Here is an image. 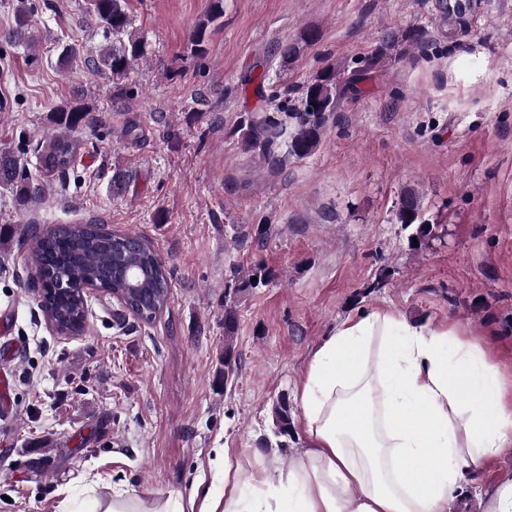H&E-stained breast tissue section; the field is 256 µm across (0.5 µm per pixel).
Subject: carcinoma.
Instances as JSON below:
<instances>
[{
    "instance_id": "1",
    "label": "carcinoma",
    "mask_w": 512,
    "mask_h": 512,
    "mask_svg": "<svg viewBox=\"0 0 512 512\" xmlns=\"http://www.w3.org/2000/svg\"><path fill=\"white\" fill-rule=\"evenodd\" d=\"M37 11L33 0H18L15 27L0 36V42L26 45L33 49L38 38L30 23L31 15ZM90 11L95 15L105 33V43L95 48L79 44L64 46L58 55V63L66 68L82 58L84 62L112 79L124 78L135 61L144 57L145 42L135 34L132 20L126 10V0H90ZM224 17V0H212L204 22L192 35L193 52L206 53L204 36L210 24ZM318 39L312 29L299 33L298 42L289 46L284 58L295 55L299 46H309ZM427 41V32L421 27H407L402 31L385 35L363 65L350 73H342L329 66L316 74L305 85L296 99L281 97L274 106H260L252 111L240 125L244 150L269 157L274 150L284 145L288 155L304 159L313 155L320 147L328 119L338 111L346 98H358L367 94L363 83L367 74L381 61L399 54L404 46L422 45ZM89 106L79 101L59 108L53 119L56 133L39 143L37 150L42 174L37 177L27 171L18 156L10 151H0V186L15 194L18 205L27 207L44 200L50 186V178L63 177L72 168L80 141L72 132L85 124ZM420 203L417 195L409 190L399 202L397 221L413 228L412 236L420 240L432 232V225L418 222ZM116 254L109 238L102 235L92 224H66L47 232L39 251L31 253V263L41 268L47 282L58 276L74 281V284L94 282L111 292L120 289L126 304L144 309L143 320L150 321L163 310L168 300L169 271L156 252L148 245L130 257V261L150 270L139 286V296H131L122 290V285L113 280L112 268ZM43 313L65 331L74 328L80 318L83 302L80 293L64 298L55 295L44 298ZM237 326L235 312L228 308L224 314V355L232 350Z\"/></svg>"
}]
</instances>
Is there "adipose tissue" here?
I'll list each match as a JSON object with an SVG mask.
<instances>
[{
	"label": "adipose tissue",
	"mask_w": 512,
	"mask_h": 512,
	"mask_svg": "<svg viewBox=\"0 0 512 512\" xmlns=\"http://www.w3.org/2000/svg\"><path fill=\"white\" fill-rule=\"evenodd\" d=\"M306 448L243 493L229 455L199 512H453L469 474L512 458V377L455 326L377 308L341 322L296 392Z\"/></svg>",
	"instance_id": "obj_1"
}]
</instances>
